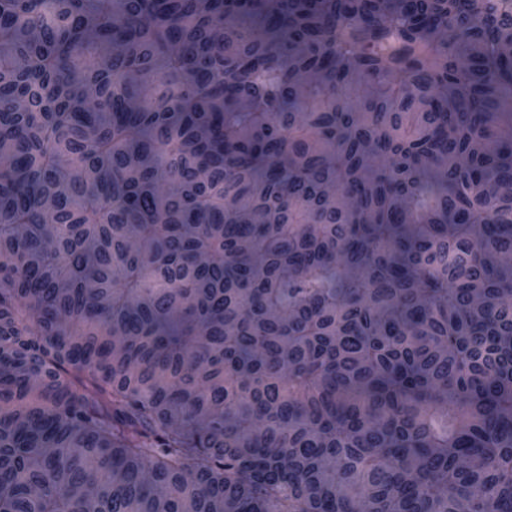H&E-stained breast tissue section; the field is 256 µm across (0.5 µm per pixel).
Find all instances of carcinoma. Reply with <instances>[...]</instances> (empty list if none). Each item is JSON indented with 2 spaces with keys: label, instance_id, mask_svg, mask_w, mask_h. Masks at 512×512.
I'll use <instances>...</instances> for the list:
<instances>
[{
  "label": "carcinoma",
  "instance_id": "obj_1",
  "mask_svg": "<svg viewBox=\"0 0 512 512\" xmlns=\"http://www.w3.org/2000/svg\"><path fill=\"white\" fill-rule=\"evenodd\" d=\"M0 512H512V11L0 0Z\"/></svg>",
  "mask_w": 512,
  "mask_h": 512
}]
</instances>
